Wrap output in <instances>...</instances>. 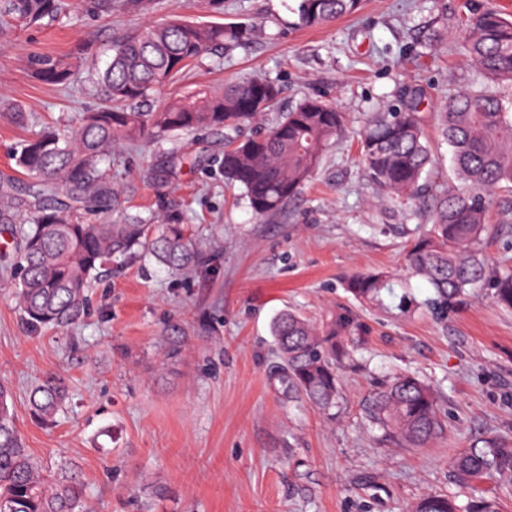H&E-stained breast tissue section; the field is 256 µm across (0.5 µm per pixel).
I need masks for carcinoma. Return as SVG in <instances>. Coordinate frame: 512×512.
I'll return each mask as SVG.
<instances>
[{"label": "carcinoma", "mask_w": 512, "mask_h": 512, "mask_svg": "<svg viewBox=\"0 0 512 512\" xmlns=\"http://www.w3.org/2000/svg\"><path fill=\"white\" fill-rule=\"evenodd\" d=\"M153 0H97L102 12L150 10ZM361 0H299L298 24L316 27L353 14ZM65 0H5L4 12L35 25L65 12ZM247 31L224 23L181 17L150 23L112 42V54L99 73L108 104L82 112L65 132L48 129L23 141L16 166L31 182L25 186L33 208L22 218L0 206V223L11 225L19 252L14 270L16 297L33 327L60 329L79 324L89 310V290L100 270L147 255L173 273L199 264L195 236L187 224H114L78 219L84 204L109 210L115 196L102 166L117 143L160 146L168 137L200 129L224 130V178L241 186L257 215L278 212L312 177L344 117L337 106L307 97L280 115L261 136L237 139L242 124L276 107L280 88L262 78L224 85L221 94L200 92L152 112L134 108L214 46L242 42ZM466 57L493 83L512 87V19L489 4L466 23ZM82 63L76 52L39 59L36 72L50 85L67 83ZM413 98L391 112L372 115L360 135L361 164L383 195L408 202L421 190L420 180L433 157ZM443 138L452 148L462 186L439 192L429 203L431 228L406 254L407 267L433 288L427 300L439 316L448 313L470 288H488L495 301L512 309V271L489 267L483 254L487 217L512 224V203L495 191L512 188V105L488 86L455 94L439 113ZM392 287L388 276H350L345 290L363 302H377ZM288 388L324 413L338 407L337 366L366 333L354 311L343 308L323 327L294 312H283L271 327ZM66 398L64 383L49 379L29 394L31 410L54 417ZM368 420L382 436L409 448H424L447 432L434 390L413 375L400 373L369 393ZM463 485L496 479L512 483V440L484 437L448 461ZM494 497H470L463 504L448 495H428L412 512H498ZM0 512H88L84 483L69 463L55 471L42 466L26 447L17 425L12 390L0 384Z\"/></svg>", "instance_id": "obj_1"}]
</instances>
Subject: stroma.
<instances>
[{"label":"stroma","instance_id":"obj_1","mask_svg":"<svg viewBox=\"0 0 512 512\" xmlns=\"http://www.w3.org/2000/svg\"><path fill=\"white\" fill-rule=\"evenodd\" d=\"M483 0H362L360 10L323 26L296 24V0H224V23L250 28L241 44L202 62L143 102L155 110L189 92L258 76L276 82L274 111L244 126L270 128L302 98L337 105L345 124L312 175L275 214L257 217L224 179V134H176L162 148L112 149L111 215L191 225L204 262L177 275L153 258L112 268L90 292L73 328L30 330L0 271V382L14 392L17 424L43 465L73 463L96 512H409L427 494L495 496L512 512V484L466 488L449 459L489 434L512 437V310L486 290L470 292L448 319L426 306L430 286L409 273L412 240L430 229L424 208L402 210L368 181L359 135L371 113L424 94L420 119L434 165L425 194L459 186L439 114L458 89L483 85L461 33ZM212 15L202 0H158L153 13H99L72 0L66 16L27 26L0 16V178L18 215L30 202L13 159L23 139L60 128L104 103L97 84L114 40L153 21ZM81 51L67 85L38 81L33 63ZM22 104L26 124L5 110ZM168 171L166 183L153 173ZM485 256L512 268V224L490 214ZM395 279L381 302L345 292L355 272ZM350 307L368 325L358 351L338 369L335 414L320 413L280 379L270 334L280 312L321 325ZM179 354L168 356L172 339ZM411 372L432 386L448 434L426 448L381 440L363 402L382 380ZM58 376L69 395L54 420L33 415L27 394Z\"/></svg>","mask_w":512,"mask_h":512}]
</instances>
